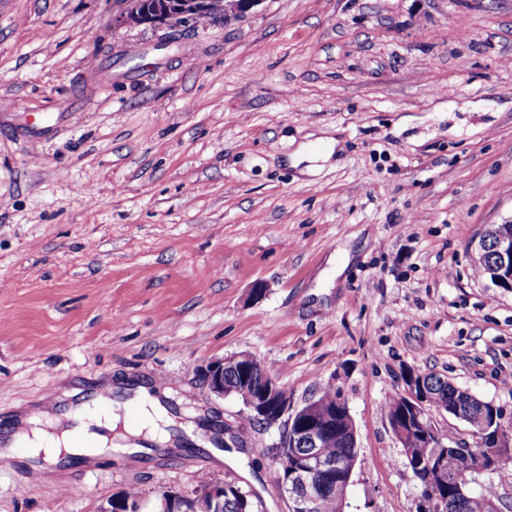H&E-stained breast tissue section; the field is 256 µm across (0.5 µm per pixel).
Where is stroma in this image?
Segmentation results:
<instances>
[{"label": "stroma", "mask_w": 512, "mask_h": 512, "mask_svg": "<svg viewBox=\"0 0 512 512\" xmlns=\"http://www.w3.org/2000/svg\"><path fill=\"white\" fill-rule=\"evenodd\" d=\"M120 0H0V424L74 383L161 379L176 422L238 444L0 462V512H139L200 479L288 512L277 428L197 368L253 355L296 403L339 386L347 512H415L386 405L414 369L512 431V292L472 241L512 218V0H260L168 32ZM339 144L314 173L300 145ZM261 295H254V288ZM74 485L78 494H64Z\"/></svg>", "instance_id": "35a3bbf8"}]
</instances>
